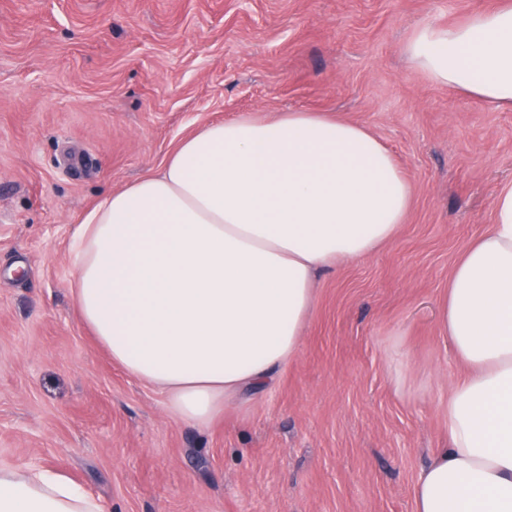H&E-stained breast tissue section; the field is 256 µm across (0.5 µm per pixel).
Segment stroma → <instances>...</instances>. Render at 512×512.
Wrapping results in <instances>:
<instances>
[{
    "label": "stroma",
    "mask_w": 512,
    "mask_h": 512,
    "mask_svg": "<svg viewBox=\"0 0 512 512\" xmlns=\"http://www.w3.org/2000/svg\"><path fill=\"white\" fill-rule=\"evenodd\" d=\"M502 0H0V465L105 512H413L462 371L436 302L512 183V111L402 47ZM288 110L371 130L414 188L396 237L322 272L300 356L206 426L83 323L71 243L101 198L202 127Z\"/></svg>",
    "instance_id": "obj_1"
}]
</instances>
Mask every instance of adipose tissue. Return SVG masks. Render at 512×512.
<instances>
[{
	"label": "adipose tissue",
	"instance_id": "ef3b65f1",
	"mask_svg": "<svg viewBox=\"0 0 512 512\" xmlns=\"http://www.w3.org/2000/svg\"><path fill=\"white\" fill-rule=\"evenodd\" d=\"M403 52L431 82L512 107V0L419 26ZM413 186L365 127L319 112L214 123L162 170L103 197L74 236L83 322L172 414L206 424L296 360L319 269L376 253ZM439 326L466 368L448 386V445L414 512H512V185L455 264ZM0 512H104L51 468L0 467Z\"/></svg>",
	"mask_w": 512,
	"mask_h": 512
}]
</instances>
